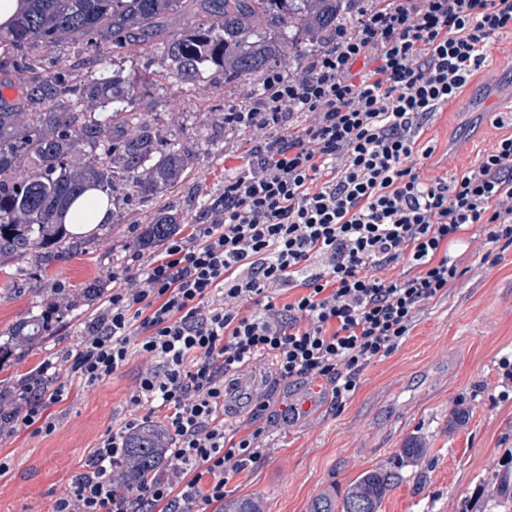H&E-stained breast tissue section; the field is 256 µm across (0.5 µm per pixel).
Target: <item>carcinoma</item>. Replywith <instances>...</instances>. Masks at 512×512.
Segmentation results:
<instances>
[{
  "instance_id": "cac0c4a2",
  "label": "carcinoma",
  "mask_w": 512,
  "mask_h": 512,
  "mask_svg": "<svg viewBox=\"0 0 512 512\" xmlns=\"http://www.w3.org/2000/svg\"><path fill=\"white\" fill-rule=\"evenodd\" d=\"M187 0H29L13 27L0 32V86H20L13 100L0 97V260L28 259L41 267L64 261L85 239L68 233L63 214L88 188L114 205L135 196L145 202L181 183L196 164L188 150L162 147L143 114L128 110L140 82L108 72L107 55L162 49V75L179 86L213 79L254 85L278 68L288 53L296 59L329 43L336 26L353 20L357 0H193L192 19L177 34L170 17ZM70 41L84 44L71 57L49 61L43 50ZM183 214L158 210L137 236L140 248H155L184 228ZM42 316L19 321L8 344L22 351L50 333ZM170 438L147 423L126 437L114 477L122 489L147 481L172 462ZM397 473H362L336 509L379 512ZM496 507L512 512V476L497 475ZM223 512H263L255 497L224 502Z\"/></svg>"
}]
</instances>
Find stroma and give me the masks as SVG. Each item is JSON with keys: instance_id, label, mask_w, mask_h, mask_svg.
I'll use <instances>...</instances> for the list:
<instances>
[{"instance_id": "obj_1", "label": "stroma", "mask_w": 512, "mask_h": 512, "mask_svg": "<svg viewBox=\"0 0 512 512\" xmlns=\"http://www.w3.org/2000/svg\"><path fill=\"white\" fill-rule=\"evenodd\" d=\"M157 57L153 50L119 57L114 67L143 81L132 110L152 120L162 140L193 150L197 163L182 183L150 203L126 201L121 222L95 227L91 241L69 260L42 273L25 259L0 264V336L32 314L49 313L52 326L23 355L0 358L1 394L11 395L17 379L80 341L85 328L70 300L90 285L111 288L113 273L136 251L140 225L162 208L194 218L209 197L223 192L225 171L238 165L240 141L224 128V108L240 99L241 89L208 79L189 88L172 84L158 78ZM510 133L512 30L505 29L472 76L467 107L424 120L419 141L434 152L420 175L428 181L460 176ZM456 251L464 273L447 298L423 314L395 353L362 372L341 408H334L325 387L311 413L284 420L298 384H272L267 362L249 371L260 391L272 395L267 429L276 450L230 479L226 498H263L265 512H314L317 502L339 499L361 473L386 467L399 481L380 512H463L468 501L475 512H489L499 460L512 450V381L500 370L512 356V245L487 242L477 224ZM144 367L135 355L94 387L71 383L66 399L49 408L53 432L28 429L0 439V458L9 463L0 476V512H52L100 437L124 424ZM459 408L469 417L449 428ZM414 437L425 445L417 462L403 454Z\"/></svg>"}]
</instances>
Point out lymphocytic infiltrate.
Wrapping results in <instances>:
<instances>
[{"label":"lymphocytic infiltrate","instance_id":"lymphocytic-infiltrate-1","mask_svg":"<svg viewBox=\"0 0 512 512\" xmlns=\"http://www.w3.org/2000/svg\"><path fill=\"white\" fill-rule=\"evenodd\" d=\"M512 28V0H365L300 65L284 62L224 110L246 146L224 191L161 255L132 254L80 342L46 358L0 435L55 425L69 381L92 387L131 354L130 418L106 432L53 512H209L229 480L274 453L256 398L224 424L228 382L271 360L279 380L322 381L335 403L398 350L460 276L451 247L472 226L512 245V134L456 179L418 169L423 120L447 107ZM293 292L276 306V291ZM165 410L173 462L122 491L112 473L139 411Z\"/></svg>","mask_w":512,"mask_h":512}]
</instances>
